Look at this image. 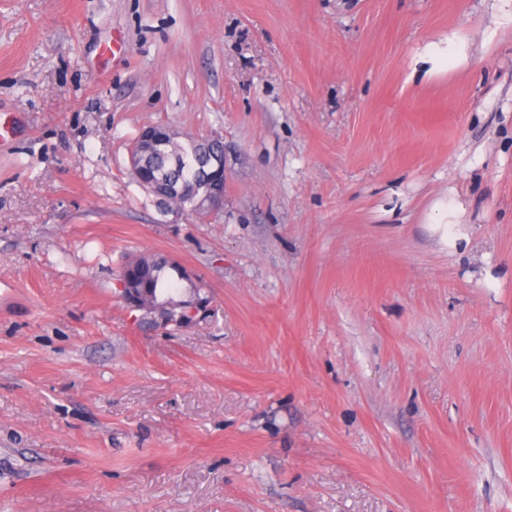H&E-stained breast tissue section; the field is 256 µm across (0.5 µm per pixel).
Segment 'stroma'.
<instances>
[{
	"label": "stroma",
	"mask_w": 512,
	"mask_h": 512,
	"mask_svg": "<svg viewBox=\"0 0 512 512\" xmlns=\"http://www.w3.org/2000/svg\"><path fill=\"white\" fill-rule=\"evenodd\" d=\"M140 254L208 316L140 329ZM7 290L0 512H512V0H0ZM154 129L157 145L139 171L140 160L149 149L153 127L140 132L137 144L129 154L132 171H138L137 175L134 174L135 179L141 186L140 181L167 184L169 193L166 196L154 194L157 187L153 185L149 186V192L168 205L176 203L183 210L187 207L196 218L205 220L213 212L198 202L206 195L212 180L224 181L223 171L216 170V160L224 156L223 141L189 135L182 143L178 141L179 136L173 137L175 133L169 128L155 126Z\"/></svg>",
	"instance_id": "35a3bbf8"
}]
</instances>
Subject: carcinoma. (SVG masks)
<instances>
[{
	"label": "carcinoma",
	"instance_id": "cac0c4a2",
	"mask_svg": "<svg viewBox=\"0 0 512 512\" xmlns=\"http://www.w3.org/2000/svg\"><path fill=\"white\" fill-rule=\"evenodd\" d=\"M157 145L141 166L137 181L148 184L162 182L169 193L160 200L175 203L204 220L212 211L199 204L214 179H224L216 170V160L224 156V142L218 138L187 136L185 141L171 136L163 126L155 127ZM118 280H133L136 293L146 304L142 321L150 326L159 325L157 310L167 316L168 326L176 331L186 324V310L192 305L209 304L208 295L202 293L190 275L176 262L154 254L141 255L128 260L120 269ZM185 282L186 298H175V283Z\"/></svg>",
	"mask_w": 512,
	"mask_h": 512
}]
</instances>
